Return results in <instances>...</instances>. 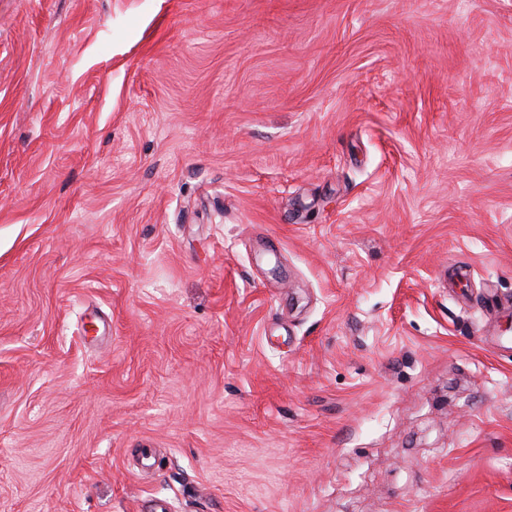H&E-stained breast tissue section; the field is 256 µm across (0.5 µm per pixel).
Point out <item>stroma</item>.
<instances>
[{
    "label": "stroma",
    "instance_id": "obj_1",
    "mask_svg": "<svg viewBox=\"0 0 512 512\" xmlns=\"http://www.w3.org/2000/svg\"><path fill=\"white\" fill-rule=\"evenodd\" d=\"M512 512V0H0V512Z\"/></svg>",
    "mask_w": 512,
    "mask_h": 512
}]
</instances>
